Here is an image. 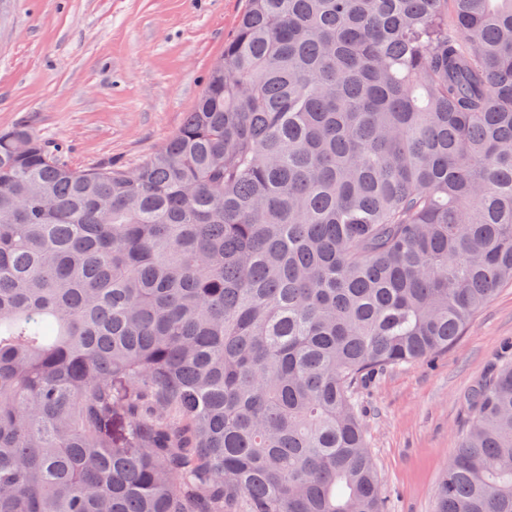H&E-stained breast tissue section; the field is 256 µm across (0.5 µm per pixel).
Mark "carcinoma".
I'll return each mask as SVG.
<instances>
[{
	"label": "carcinoma",
	"mask_w": 512,
	"mask_h": 512,
	"mask_svg": "<svg viewBox=\"0 0 512 512\" xmlns=\"http://www.w3.org/2000/svg\"><path fill=\"white\" fill-rule=\"evenodd\" d=\"M512 284V0H247L134 169L0 132V512H384L356 398ZM435 512H512V362Z\"/></svg>",
	"instance_id": "cac0c4a2"
}]
</instances>
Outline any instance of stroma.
Instances as JSON below:
<instances>
[{
    "mask_svg": "<svg viewBox=\"0 0 512 512\" xmlns=\"http://www.w3.org/2000/svg\"><path fill=\"white\" fill-rule=\"evenodd\" d=\"M245 0H0V131L31 127L76 167L132 168L194 110ZM512 288L433 362L388 367L358 395L386 512H434L469 419L507 360Z\"/></svg>",
    "mask_w": 512,
    "mask_h": 512,
    "instance_id": "1",
    "label": "stroma"
}]
</instances>
